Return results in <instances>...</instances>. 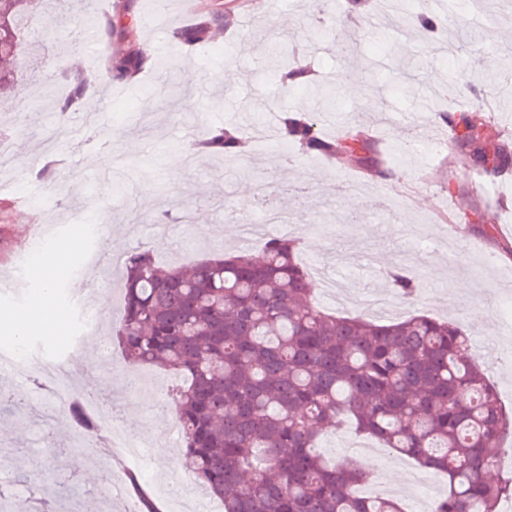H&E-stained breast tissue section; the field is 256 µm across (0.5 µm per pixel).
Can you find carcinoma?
<instances>
[{"instance_id": "obj_1", "label": "carcinoma", "mask_w": 512, "mask_h": 512, "mask_svg": "<svg viewBox=\"0 0 512 512\" xmlns=\"http://www.w3.org/2000/svg\"><path fill=\"white\" fill-rule=\"evenodd\" d=\"M53 0H0V60L13 58L11 33L25 30ZM431 31L425 0L408 18ZM224 13H213L174 32L177 44L201 47ZM146 57H116L102 80L123 82ZM268 58L281 86L306 87L323 101L330 86L303 79L296 50L273 48ZM69 85L59 97L40 86L37 112L59 124L81 111L93 86L82 70L63 62ZM464 164L493 176L512 169V147L499 139L491 112L482 107L448 115ZM281 139L297 150L332 162L352 157L383 174L379 162L362 159L369 141L360 121L341 139H326L307 111L285 112ZM246 141L231 127L213 126L189 151L220 159L244 154ZM297 237H271L258 253L241 250L192 266L162 265L153 250L128 252L118 270L123 284L114 334L125 360L157 365L176 376L170 397L184 435V464L224 512H402L387 496L357 494L365 472L319 450L321 439L342 423L448 477V490L432 512H500L512 498V478L494 477L491 466L512 432V413L501 404L485 369L469 356L468 338L455 323L428 315L379 324L363 314H330L310 299L311 280L299 260ZM391 286L415 295V272L400 267ZM70 425L91 435L99 419L79 392L67 408Z\"/></svg>"}]
</instances>
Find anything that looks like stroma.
I'll return each instance as SVG.
<instances>
[{"instance_id":"35a3bbf8","label":"stroma","mask_w":512,"mask_h":512,"mask_svg":"<svg viewBox=\"0 0 512 512\" xmlns=\"http://www.w3.org/2000/svg\"><path fill=\"white\" fill-rule=\"evenodd\" d=\"M112 18L109 53L84 44L83 25L70 0H56L54 9L63 25L45 43L38 66L22 62L19 83L53 79L59 60L82 66L95 76L105 72L110 56L143 49L152 43L150 61L123 92L109 96L107 85L95 84L85 101L95 125L110 141L111 162L101 167L104 154L94 135L82 134L79 121L67 123L57 136L60 165L51 181L35 179L44 163L40 149L46 118L33 120L11 142L8 167L0 180L28 186L58 210L46 233L57 244L30 246L28 225L42 222L37 210L10 192H0V271L14 278L0 287V304L23 309L41 291L34 267L55 274L56 299L63 328L28 335L27 356L67 364L74 387L98 396L100 411L113 416L117 427L135 423L154 430L151 445L139 459L124 466L138 476L160 512H171L165 500V477L184 474V440L175 434L173 411L157 416L168 403L170 372L126 362L118 346L101 352L99 338L122 305V289L114 270L90 273L85 262L91 249L129 251L151 247L162 263L190 264L242 243L241 229L253 214L241 208L242 186L254 193H275L281 212L296 226L304 243L303 261L322 268L338 287L360 297L377 291L390 301L389 309L370 312L376 321H400L427 314L458 323L469 337L483 340L480 357L498 388L500 400L512 410V367L502 359L512 354V173L493 178L478 189L467 168L455 163L442 143L451 139L447 126H438L424 140L406 147L408 118L423 102L441 108L438 91L454 99L455 112L468 109L475 93L474 78L495 84L484 102L512 142V66L500 43L512 40V19H506L501 0H488L478 15L469 9L449 11L446 0L433 7L446 45L434 48L429 36L404 26L391 15L360 32L349 22L351 0H197L186 9L184 0H106ZM230 15V27L216 31L210 42L191 53L176 46V28L191 25L216 10ZM278 39L305 45V61L320 82L336 89V104L313 103L305 92L284 91L268 63V45ZM252 46L239 53V43ZM353 86H346L344 77ZM194 110H186V100ZM383 103L379 115L362 112L366 100ZM313 108L322 135L338 137L350 118L360 117L384 140L382 160L389 170L380 178L371 168L336 165L299 152H287L278 138L268 137L270 114L284 109ZM238 128L249 142L247 156L228 167L208 155L187 156L181 137L203 126ZM458 205L457 218L466 227L464 238L448 232V204ZM86 213L82 224L69 222V207ZM495 208L496 222L476 217V210ZM173 216L164 234H157L153 216ZM414 270L421 288L405 302L393 293L388 271L393 265ZM107 295L97 333H87L91 313L79 303L77 290L88 275ZM0 391L24 392L26 411L0 414V466L4 483L16 505H23L30 480L43 494L55 496L59 512H135L140 503L128 481L114 494L103 490L109 456L95 440L77 434L68 420L45 422L40 410L49 395L39 394L27 379L0 375ZM360 437L344 427L322 440V453L365 469L370 478H383L398 487L406 512H418V496L409 484L417 467L408 457L391 453L373 458L361 453ZM169 450L160 456L159 447ZM83 455L74 468V455Z\"/></svg>"}]
</instances>
